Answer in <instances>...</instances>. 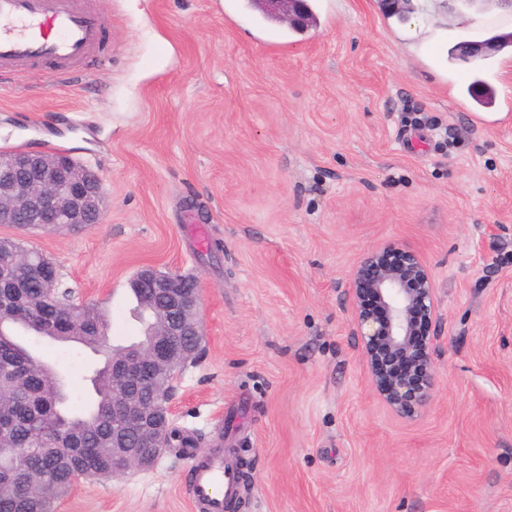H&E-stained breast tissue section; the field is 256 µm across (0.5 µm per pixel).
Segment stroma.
I'll use <instances>...</instances> for the list:
<instances>
[{
  "instance_id": "1",
  "label": "stroma",
  "mask_w": 512,
  "mask_h": 512,
  "mask_svg": "<svg viewBox=\"0 0 512 512\" xmlns=\"http://www.w3.org/2000/svg\"><path fill=\"white\" fill-rule=\"evenodd\" d=\"M316 22L265 23L244 0H89L110 64L81 83L0 74V148L72 152L102 179L103 220L28 234L62 287L141 334L145 265L199 278L201 357L174 381L171 427L249 474L235 512H512V57L439 59L512 31V14L418 0H308ZM421 252L436 280L438 380L415 419L374 395L349 272L368 249ZM69 385L97 362L43 342ZM187 462L84 480L56 512H198Z\"/></svg>"
}]
</instances>
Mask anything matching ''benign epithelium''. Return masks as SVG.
I'll return each mask as SVG.
<instances>
[{"label":"benign epithelium","instance_id":"obj_1","mask_svg":"<svg viewBox=\"0 0 512 512\" xmlns=\"http://www.w3.org/2000/svg\"><path fill=\"white\" fill-rule=\"evenodd\" d=\"M274 19L292 28L311 26L307 0H255ZM467 60L497 51L491 41H463ZM67 153H0V224H36L43 231L59 224H97L104 196L100 179ZM137 286L146 289L150 310L164 317L163 328L150 340L142 363L163 362L170 356L164 336H205L199 316L198 280L161 272L152 266L138 271ZM349 287L356 333L374 393L392 412L412 419L430 405L437 378L431 357L436 338L422 331L439 316L436 282L431 268L416 250L394 245L366 251L352 267ZM112 353V405L124 415L112 420V447L132 456L131 468L153 465L163 449L142 461L130 444V418L151 431L168 430V394L129 401L136 387L151 389L147 375Z\"/></svg>","mask_w":512,"mask_h":512}]
</instances>
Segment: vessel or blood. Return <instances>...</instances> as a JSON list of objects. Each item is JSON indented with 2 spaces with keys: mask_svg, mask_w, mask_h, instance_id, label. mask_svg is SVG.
I'll list each match as a JSON object with an SVG mask.
<instances>
[{
  "mask_svg": "<svg viewBox=\"0 0 512 512\" xmlns=\"http://www.w3.org/2000/svg\"><path fill=\"white\" fill-rule=\"evenodd\" d=\"M102 22L85 0H0V70L51 64L64 77L96 65ZM192 497L200 512H224L236 496L238 473L216 447L189 465Z\"/></svg>",
  "mask_w": 512,
  "mask_h": 512,
  "instance_id": "obj_1",
  "label": "vessel or blood"
}]
</instances>
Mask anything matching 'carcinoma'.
Listing matches in <instances>:
<instances>
[{
	"mask_svg": "<svg viewBox=\"0 0 512 512\" xmlns=\"http://www.w3.org/2000/svg\"><path fill=\"white\" fill-rule=\"evenodd\" d=\"M0 244V277L18 283L9 313L0 317V512H54L81 468L109 479L128 463L112 447V347L108 313L76 303L57 288L45 312V268L36 249ZM74 344L104 358L90 377L93 396L76 394L39 357L29 339Z\"/></svg>",
	"mask_w": 512,
	"mask_h": 512,
	"instance_id": "carcinoma-1",
	"label": "carcinoma"
}]
</instances>
